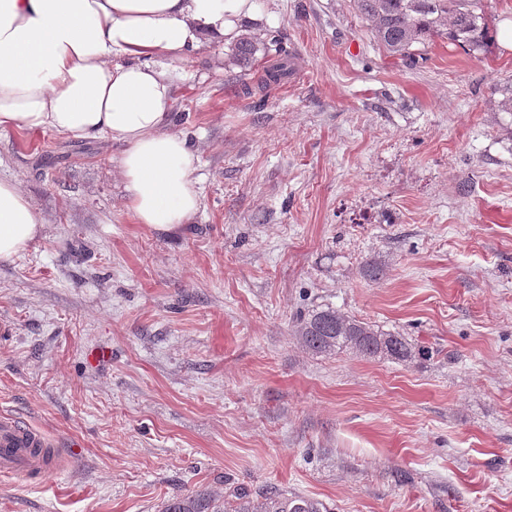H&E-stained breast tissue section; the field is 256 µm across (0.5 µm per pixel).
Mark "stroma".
Here are the masks:
<instances>
[{
  "instance_id": "stroma-1",
  "label": "stroma",
  "mask_w": 512,
  "mask_h": 512,
  "mask_svg": "<svg viewBox=\"0 0 512 512\" xmlns=\"http://www.w3.org/2000/svg\"><path fill=\"white\" fill-rule=\"evenodd\" d=\"M252 27L293 56L278 87L228 42L155 58L199 156L178 232L135 222L119 145L0 132V179L44 219L0 261V415L65 458L0 473V512L265 486L328 512H512V50L437 37L402 60L351 0H255ZM327 306L426 354L309 353L296 322Z\"/></svg>"
}]
</instances>
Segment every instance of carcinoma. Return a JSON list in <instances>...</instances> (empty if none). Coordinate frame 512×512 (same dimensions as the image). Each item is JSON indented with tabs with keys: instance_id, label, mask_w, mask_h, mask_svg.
Here are the masks:
<instances>
[{
	"instance_id": "obj_1",
	"label": "carcinoma",
	"mask_w": 512,
	"mask_h": 512,
	"mask_svg": "<svg viewBox=\"0 0 512 512\" xmlns=\"http://www.w3.org/2000/svg\"><path fill=\"white\" fill-rule=\"evenodd\" d=\"M481 0H353L358 13L368 23L373 39L390 54L413 59V47L435 37L483 50L489 40L487 16ZM275 51L278 59L266 71L264 85H278L292 75L291 58L281 42L265 43L251 34L242 35L234 44L233 56L246 66L257 52ZM300 345L313 354H331L351 350L367 357H386L402 362L425 355L406 337L350 317L333 307L315 310L296 324ZM207 492L174 497L163 512H327L323 503L306 496L288 494L275 487L251 492L236 488L224 499V508L214 505Z\"/></svg>"
}]
</instances>
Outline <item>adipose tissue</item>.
Wrapping results in <instances>:
<instances>
[{"label": "adipose tissue", "instance_id": "1", "mask_svg": "<svg viewBox=\"0 0 512 512\" xmlns=\"http://www.w3.org/2000/svg\"><path fill=\"white\" fill-rule=\"evenodd\" d=\"M252 0H0V131H52L122 147L120 175L137 223L186 224L200 198L199 156L171 131L172 60L201 33L239 38ZM44 220L16 182L0 179V261L40 236Z\"/></svg>", "mask_w": 512, "mask_h": 512}]
</instances>
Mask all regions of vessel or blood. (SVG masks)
<instances>
[{"label":"vessel or blood","mask_w":512,"mask_h":512,"mask_svg":"<svg viewBox=\"0 0 512 512\" xmlns=\"http://www.w3.org/2000/svg\"><path fill=\"white\" fill-rule=\"evenodd\" d=\"M51 442L41 431L20 424L13 418H0V471L20 474H46L56 467L55 456L44 455Z\"/></svg>","instance_id":"b4317fda"}]
</instances>
